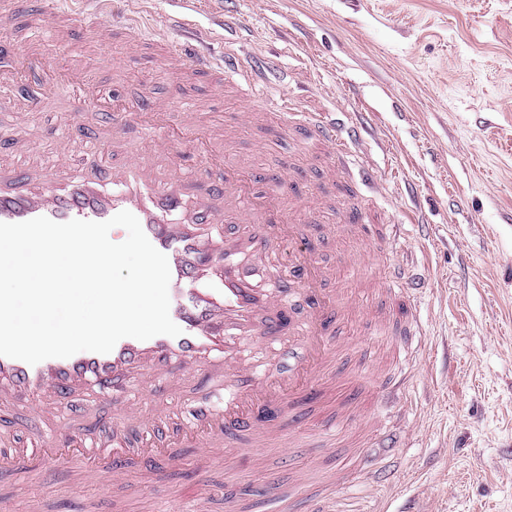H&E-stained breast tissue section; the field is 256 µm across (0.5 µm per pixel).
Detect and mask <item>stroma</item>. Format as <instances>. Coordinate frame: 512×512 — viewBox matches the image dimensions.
Masks as SVG:
<instances>
[{
	"mask_svg": "<svg viewBox=\"0 0 512 512\" xmlns=\"http://www.w3.org/2000/svg\"><path fill=\"white\" fill-rule=\"evenodd\" d=\"M41 2L29 0L0 36L17 60L54 53L32 35ZM221 8L246 19L233 46L270 65V101L355 113L371 172L388 186L375 209L404 225L399 247L367 260H389L415 286L422 343L401 390L381 402L362 396L341 418L349 437L383 412L390 436L388 447L370 449L373 463L354 485L337 489L336 512H512V0H223ZM179 11L174 0H153L143 21L156 40L133 49L74 23L71 49L108 96L169 99L176 113L197 99L211 126L224 125L244 103L156 61L158 43L177 36ZM69 113L88 129L110 119L72 96L44 97L22 134L30 149L9 150L10 160L40 169L55 148L52 128ZM227 154L271 176L291 168L297 194L321 180L277 123L243 133ZM182 455L174 469L162 458L131 464L128 485L79 496L67 467L0 474V498L34 495L42 512H112L119 500L123 512H140L141 496L197 482V449ZM338 463L322 449L293 448L269 454L257 476L244 449L228 448L204 489L213 512L241 490L263 505L266 488L291 470Z\"/></svg>",
	"mask_w": 512,
	"mask_h": 512,
	"instance_id": "obj_1",
	"label": "stroma"
}]
</instances>
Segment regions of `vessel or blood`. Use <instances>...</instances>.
<instances>
[{
	"label": "vessel or blood",
	"instance_id": "1",
	"mask_svg": "<svg viewBox=\"0 0 512 512\" xmlns=\"http://www.w3.org/2000/svg\"><path fill=\"white\" fill-rule=\"evenodd\" d=\"M128 0H52L32 18L54 46L69 49L73 21L89 22L94 37L110 42L116 34L128 40L144 39ZM162 63L174 71L191 68L208 79L214 93L233 89L251 110L238 113L226 134H218L200 113H185L173 122L166 103L132 108L109 105L111 121L97 137L111 143L112 161L95 156L73 163L75 116H65L56 130V151L39 174L14 165L0 166V222L18 223L44 216L63 223L73 219L105 221L121 211L139 220L149 241L169 262L170 316L180 336L159 335L140 341L121 339L107 354L80 352L69 358H51L36 365L0 356V405L28 406L37 440H19L12 426L0 425V470L20 472L49 463H74L81 478L75 493L86 485L108 488L125 482V466L167 456L177 466L180 446H197L198 474L206 476L222 458L224 448H247L251 468L260 472L262 454L270 448L295 447L304 430L292 407L304 391L362 388L368 391L398 388L400 380L383 369L363 377L338 370L345 338L341 328L350 321L372 325L373 335L396 342L398 363L413 355L409 337L419 335L417 321L405 304L410 284L390 265L368 264L372 245H393L401 227L388 224L373 237L363 234L370 221V203L350 208L321 192L303 204L286 202L279 187L261 186L243 160L228 161L224 137L240 128L265 124L269 113L257 111L266 98L265 65L256 57L224 53L214 58L189 55L181 42L167 44ZM46 88H58L94 104L101 103L100 87L89 80L76 60L51 63L42 69ZM16 127L36 117L42 101L24 94L14 98ZM276 108L289 116V134L316 142L321 155L316 166L324 176L358 179L361 186L383 193L385 185L367 173H355L357 128L328 112H300L288 98ZM138 130L144 149L122 146L129 130ZM192 146L201 162L186 174L172 161L175 149ZM344 210L350 232L359 244L348 254L346 278L311 254H299L275 265L271 259L283 245L304 238L310 215L326 208ZM259 336L276 350L295 347L287 370L274 376L245 364L244 341ZM187 377L217 383L224 396L216 404H199L182 412L163 401L145 405L133 392L147 384L175 390ZM84 395L88 407L72 418L50 419L46 404H64ZM41 406H30L31 398ZM319 447H335L340 438L337 418L344 400L315 405ZM365 464L349 455L322 483L299 476L294 484L271 486L268 496L275 512H293L299 494H306L309 512H329L337 485H351ZM167 499L184 512H210L201 484L169 489Z\"/></svg>",
	"mask_w": 512,
	"mask_h": 512
}]
</instances>
